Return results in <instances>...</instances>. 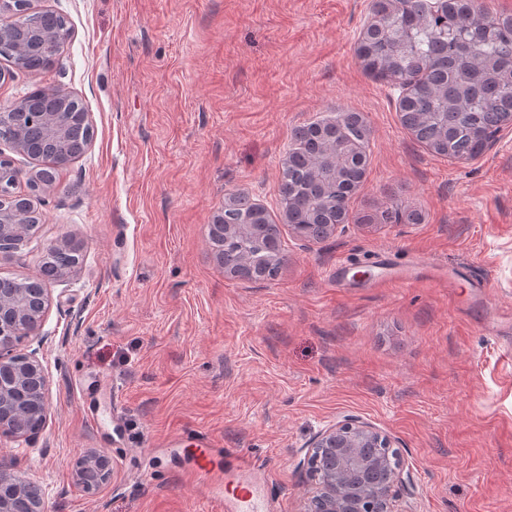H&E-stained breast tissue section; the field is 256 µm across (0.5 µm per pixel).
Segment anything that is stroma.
<instances>
[{
    "mask_svg": "<svg viewBox=\"0 0 512 512\" xmlns=\"http://www.w3.org/2000/svg\"><path fill=\"white\" fill-rule=\"evenodd\" d=\"M371 0H34L69 30L50 69L0 57V106L62 91L93 140L33 196L43 213L0 277H35L43 252L81 248L51 284L48 416L0 465L49 486L47 512H223L198 486L203 431L302 512L319 430L353 416L388 433L410 485L399 512H512V127L478 159L438 155L403 127L392 85L355 55ZM356 112L368 162L349 222L314 244L283 231L265 283L228 277L209 229L225 194L285 218L279 181L295 128ZM417 222L383 224L385 210ZM342 273H334L338 260ZM482 288H475V280ZM111 456L97 493L78 458Z\"/></svg>",
    "mask_w": 512,
    "mask_h": 512,
    "instance_id": "stroma-1",
    "label": "stroma"
}]
</instances>
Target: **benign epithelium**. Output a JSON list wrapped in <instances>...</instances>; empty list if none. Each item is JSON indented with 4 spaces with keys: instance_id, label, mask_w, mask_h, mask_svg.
<instances>
[{
    "instance_id": "1",
    "label": "benign epithelium",
    "mask_w": 512,
    "mask_h": 512,
    "mask_svg": "<svg viewBox=\"0 0 512 512\" xmlns=\"http://www.w3.org/2000/svg\"><path fill=\"white\" fill-rule=\"evenodd\" d=\"M32 0H0V48L10 45L20 27L43 31L49 44L63 52L68 37L65 28L51 27V12L35 11ZM46 112L29 114V126L40 135V146L58 145L70 153L52 152L57 166L69 163L89 148L93 129L88 114L81 138L73 129L68 112L75 98L65 92L49 95ZM15 104L0 109V144L12 151L32 154L31 141L12 134L17 114ZM0 167L14 172L10 183L0 182V253L11 254L25 247L41 223V213L30 200L17 194L23 173L0 151ZM82 257L67 240L45 250L37 287L17 283L0 288V435L29 444L43 429L48 409V380L36 354H17L15 342L29 336L40 340L51 294L45 281L70 282L77 277ZM311 495L304 512H397L396 502L404 486V463L385 432L354 417H348L317 432L308 445ZM113 463L103 453L88 452L75 464L76 484L95 493L113 477ZM46 487L24 474L0 465V512H45Z\"/></svg>"
}]
</instances>
